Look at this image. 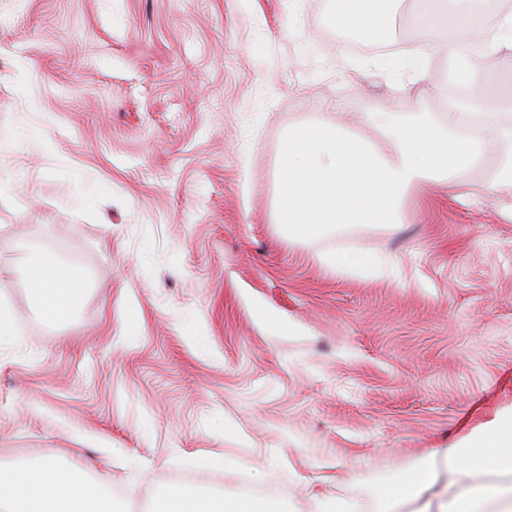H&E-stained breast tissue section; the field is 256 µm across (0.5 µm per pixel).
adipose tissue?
I'll return each mask as SVG.
<instances>
[{
  "label": "adipose tissue",
  "instance_id": "obj_1",
  "mask_svg": "<svg viewBox=\"0 0 512 512\" xmlns=\"http://www.w3.org/2000/svg\"><path fill=\"white\" fill-rule=\"evenodd\" d=\"M327 18L337 28L354 27L363 34L385 38L383 20L397 0H334ZM415 27L432 32L436 41L455 52L460 28L492 47L512 45V13L488 29L477 14H449L445 0H431L412 16ZM24 271L33 282V298L41 318L59 325L71 320L87 275L62 262L48 246L29 248ZM381 512H512V416L490 423L463 448H434L410 479H400L380 496ZM0 512H121L80 468L63 469L56 460L33 466L0 463ZM155 512H281L274 500L230 499L213 494L172 491L155 503Z\"/></svg>",
  "mask_w": 512,
  "mask_h": 512
}]
</instances>
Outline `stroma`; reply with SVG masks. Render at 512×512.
I'll return each mask as SVG.
<instances>
[{
	"label": "stroma",
	"mask_w": 512,
	"mask_h": 512,
	"mask_svg": "<svg viewBox=\"0 0 512 512\" xmlns=\"http://www.w3.org/2000/svg\"><path fill=\"white\" fill-rule=\"evenodd\" d=\"M330 2L0 0V462L86 467L126 507L243 473L285 512H375L427 449L512 415L498 151L413 187L393 232L279 223L290 128L324 112L386 152L363 113L447 103L453 53L416 0L392 54L352 49ZM32 245L89 275L66 324L31 297Z\"/></svg>",
	"instance_id": "35a3bbf8"
}]
</instances>
